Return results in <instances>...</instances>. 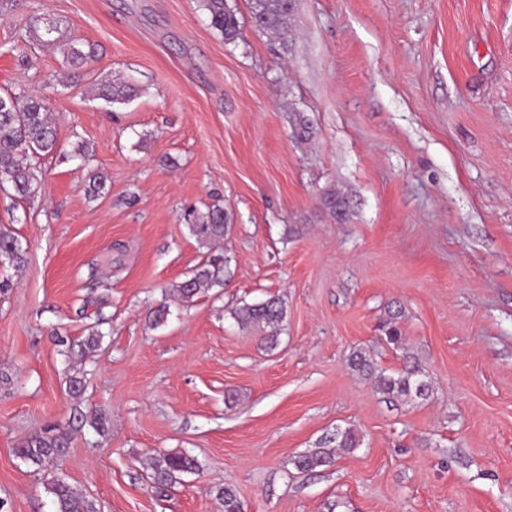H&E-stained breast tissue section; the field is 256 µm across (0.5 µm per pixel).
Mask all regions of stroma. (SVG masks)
<instances>
[{"instance_id":"1","label":"stroma","mask_w":512,"mask_h":512,"mask_svg":"<svg viewBox=\"0 0 512 512\" xmlns=\"http://www.w3.org/2000/svg\"><path fill=\"white\" fill-rule=\"evenodd\" d=\"M227 5L231 43L198 0H0V95L44 98L58 141L34 196L0 190L26 252L0 265V512H53L55 475L98 512H222L224 484L244 512H512V0H295L284 38L250 0ZM35 15L96 46L87 81L138 96L57 85ZM91 168L108 177L95 198ZM215 204L232 230L208 248L183 216ZM211 251L223 287L173 302ZM271 296L273 344L233 317ZM395 310L398 348L378 331ZM94 325L93 354L55 342ZM364 349L388 374L413 357L431 396L381 394L347 365ZM92 409L106 433L77 422ZM47 426L70 431L67 455L17 458ZM339 428L359 447L296 469ZM163 451L199 470L159 494L146 464ZM92 90L96 99H101L109 105L125 104L131 100L136 92V89L131 85H115L111 82L95 84Z\"/></svg>"}]
</instances>
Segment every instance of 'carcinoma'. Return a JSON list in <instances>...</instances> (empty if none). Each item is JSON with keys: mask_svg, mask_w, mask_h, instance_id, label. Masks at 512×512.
Returning <instances> with one entry per match:
<instances>
[{"mask_svg": "<svg viewBox=\"0 0 512 512\" xmlns=\"http://www.w3.org/2000/svg\"><path fill=\"white\" fill-rule=\"evenodd\" d=\"M200 7L210 18L211 26L228 42H233L241 34L238 18L227 7L226 0H200ZM293 8L287 0H251V18L254 25L263 31L285 37L290 30ZM29 29L38 42L55 46L63 53L65 70L60 74L58 83L65 88L75 86L85 75L86 66L96 57V49L79 39L64 40L54 36L57 27L52 24L41 25V17L33 16L29 20ZM136 89L128 84L115 85L110 82L93 86L94 97L109 105L124 104L135 95ZM58 148L56 125L53 113L44 99L33 95L0 96V188L9 184L17 195L27 197L35 193L39 179L32 165L35 155L48 154ZM320 203L336 219H343L346 211L345 201L336 193L327 191L320 197ZM190 233L198 241L208 244L224 239L230 225L224 208L214 205L203 213L188 214ZM24 256L18 240L10 233L0 229V262L18 266ZM224 286V258L217 256L200 263L191 275L173 286V293L182 302H191L199 293ZM287 316L285 305L270 298L257 303H245L234 311V318L243 328H254L268 332L267 339L274 340L276 333ZM399 313L391 314L389 321L382 325V331L388 343L398 347L402 342L396 320ZM103 334L92 328L77 345L68 343L60 336L58 343L77 346L84 355L99 347ZM350 368L358 374L374 380L382 393L407 399H426L432 393V385L422 368L414 363L396 374H387L379 369L370 355L363 351L353 353L349 359ZM78 423H87L97 432L107 430L109 419L100 410L87 413L78 412ZM336 443L338 448L354 449L358 438L353 430L336 432L324 444ZM70 434L57 428H45L32 435L15 449L18 458L26 463L41 466L50 463L68 451ZM332 462V454L319 451L300 456L296 467L301 471H312ZM197 459L186 452H162L151 457L150 479L159 492L180 482L181 476L197 471ZM46 492L52 496L54 512H96L95 505L86 495L74 491L63 479L54 477L45 483ZM216 498L223 512H243V504L237 490L231 485L216 488Z\"/></svg>", "mask_w": 512, "mask_h": 512, "instance_id": "obj_1", "label": "carcinoma"}]
</instances>
